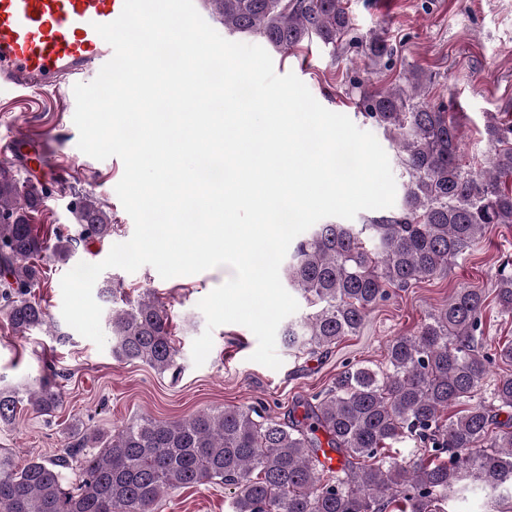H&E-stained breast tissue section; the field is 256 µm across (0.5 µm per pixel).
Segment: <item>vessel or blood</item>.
<instances>
[{
  "label": "vessel or blood",
  "mask_w": 512,
  "mask_h": 512,
  "mask_svg": "<svg viewBox=\"0 0 512 512\" xmlns=\"http://www.w3.org/2000/svg\"><path fill=\"white\" fill-rule=\"evenodd\" d=\"M124 0H0V98L80 77L103 66L112 48L95 31Z\"/></svg>",
  "instance_id": "vessel-or-blood-1"
}]
</instances>
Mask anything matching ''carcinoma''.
Masks as SVG:
<instances>
[{"mask_svg": "<svg viewBox=\"0 0 512 512\" xmlns=\"http://www.w3.org/2000/svg\"><path fill=\"white\" fill-rule=\"evenodd\" d=\"M231 34L259 36L277 52L317 42L332 57L349 44L354 19L345 0H205ZM374 66L390 69L394 49L382 32L358 41ZM348 94L383 129L402 167L399 208L365 224H318L283 267L289 287L316 311L284 329L299 353L332 352L356 336L390 295L434 275L474 250L493 224H512V124L489 115L488 165L467 169L455 113L428 100L416 67L383 88L355 79ZM46 189L0 169V314L25 335L68 333L50 321L34 289L38 258L66 263L78 245L112 237L100 201L74 197L77 224L50 244L32 224ZM112 357L140 361L159 374L177 370L167 309L151 293L118 302L110 286ZM488 295L461 288L413 335L392 338L385 365L347 361L332 385L297 403L286 422L255 407L199 411L176 420L140 417L108 436L74 425L50 460L16 467L0 448V512H155L164 492L199 485L234 488L231 512H444L466 492L512 502V376L484 386L493 368L512 364V339L488 349ZM512 317V260L497 273L493 298ZM56 373L35 389L0 388V424L23 407L54 416L64 405ZM505 420H500L501 415ZM412 440L421 455L407 463L384 455L387 442ZM337 452L332 469L319 454Z\"/></svg>", "mask_w": 512, "mask_h": 512, "instance_id": "carcinoma-1", "label": "carcinoma"}]
</instances>
